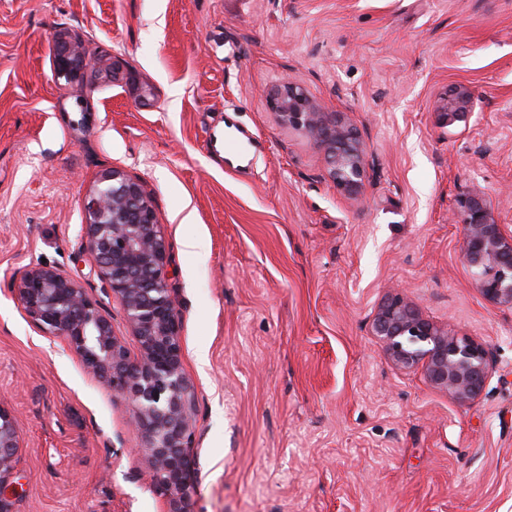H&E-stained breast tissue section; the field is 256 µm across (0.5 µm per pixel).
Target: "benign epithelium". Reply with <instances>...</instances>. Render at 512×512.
<instances>
[{"mask_svg":"<svg viewBox=\"0 0 512 512\" xmlns=\"http://www.w3.org/2000/svg\"><path fill=\"white\" fill-rule=\"evenodd\" d=\"M93 65L77 45L57 42V78L71 80ZM265 98L280 126L303 130L323 154L326 176L336 189L352 198L360 196L369 163L356 127L288 80L267 90ZM473 107L472 90L457 84L442 97L436 124H465ZM83 210L82 250L97 263L105 295L119 301L139 357L129 358L101 302L50 266L37 264L23 272L17 284L20 303L33 326L64 338L89 374L129 397L131 423L145 437L138 469L149 472L168 498L167 512H189L185 504L195 478L190 420L195 396L182 371L180 316L168 286L165 237L140 182L116 169L100 176ZM451 219L462 228L465 264L480 271L475 279L478 292L493 305L512 308V225L495 217L477 189L458 196ZM371 332L396 366L423 367L427 381L459 403L478 399L494 373L490 349L437 327L397 290L372 315ZM18 448L15 422L0 407V512H10L3 500V479Z\"/></svg>","mask_w":512,"mask_h":512,"instance_id":"7a95c632","label":"benign epithelium"}]
</instances>
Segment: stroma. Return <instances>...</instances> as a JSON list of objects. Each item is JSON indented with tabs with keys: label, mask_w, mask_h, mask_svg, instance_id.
<instances>
[{
	"label": "stroma",
	"mask_w": 512,
	"mask_h": 512,
	"mask_svg": "<svg viewBox=\"0 0 512 512\" xmlns=\"http://www.w3.org/2000/svg\"><path fill=\"white\" fill-rule=\"evenodd\" d=\"M61 37L93 58L83 81L56 78ZM285 79L357 128L359 199L268 108ZM460 82L468 126L437 127ZM228 124L245 162L224 155ZM112 169L142 184L168 246L195 393L190 512H512V308L479 294L448 219L475 188L512 221V0H0V405L22 439L9 512L167 508L136 469L128 397L35 329L15 288L47 263L137 355L81 249L82 199ZM395 286L492 351L480 398L389 359L370 318Z\"/></svg>",
	"instance_id": "obj_1"
}]
</instances>
